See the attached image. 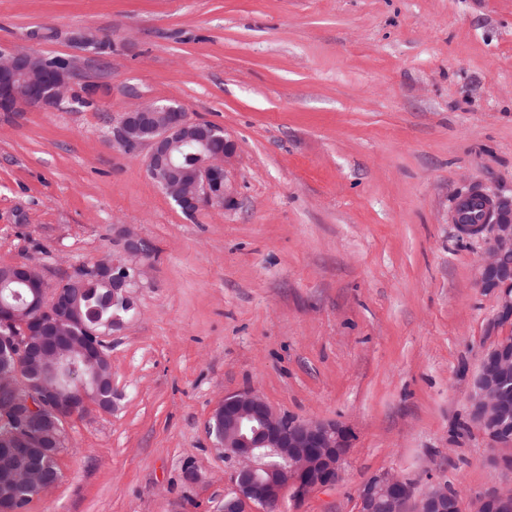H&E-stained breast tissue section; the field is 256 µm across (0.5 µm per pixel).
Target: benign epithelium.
Wrapping results in <instances>:
<instances>
[{
	"instance_id": "benign-epithelium-1",
	"label": "benign epithelium",
	"mask_w": 512,
	"mask_h": 512,
	"mask_svg": "<svg viewBox=\"0 0 512 512\" xmlns=\"http://www.w3.org/2000/svg\"><path fill=\"white\" fill-rule=\"evenodd\" d=\"M76 66L70 60L54 63L32 49L0 50V112L23 107L61 108L72 98ZM224 150L212 151V142ZM113 142L131 152L147 148L144 158L149 177L183 211L196 213L204 205L231 201L228 163L235 142L223 129L193 120L187 109L172 100L140 98L123 110ZM196 147L199 162L185 167L178 158L182 148ZM490 209L483 224H459L461 236L486 246L478 286L497 297V325L512 323V202L485 197ZM147 241L130 224L112 237V255L94 264L108 286L112 302L134 308L133 289L147 274ZM24 285L32 300L0 296V347L15 350L28 364L0 380V424L23 450L40 448L55 458L66 436L67 420L76 409H109L97 396L90 398L81 367L107 361L103 352L90 355L84 347L73 352L66 344H50L43 336L52 326L58 336H69L84 325L81 313L49 286L42 267L25 261L3 267L0 288ZM512 357V336H498L482 354L473 378L468 407L485 436L497 448L512 447V413L503 401L512 376L502 366ZM223 419L214 437L222 449L232 489L224 495L221 512H275L282 491L303 498L338 482L349 448V432L332 420H305L278 413L255 390L224 394L212 414ZM472 512H512V486L477 497ZM357 512H462L448 483L433 482L418 492L416 482L390 471L372 475L358 489Z\"/></svg>"
}]
</instances>
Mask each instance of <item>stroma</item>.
I'll return each mask as SVG.
<instances>
[{
    "label": "stroma",
    "mask_w": 512,
    "mask_h": 512,
    "mask_svg": "<svg viewBox=\"0 0 512 512\" xmlns=\"http://www.w3.org/2000/svg\"><path fill=\"white\" fill-rule=\"evenodd\" d=\"M109 35L101 50L80 35ZM77 65L75 100L0 112V266L49 285L136 225L155 252L107 336L115 408L70 418L27 512H220L225 394L351 432L341 479L278 512H356L386 470L463 505L512 484L467 418L496 297L458 196L512 201V0H0V48ZM237 144L234 201L188 217L112 142L136 97Z\"/></svg>",
    "instance_id": "35a3bbf8"
}]
</instances>
